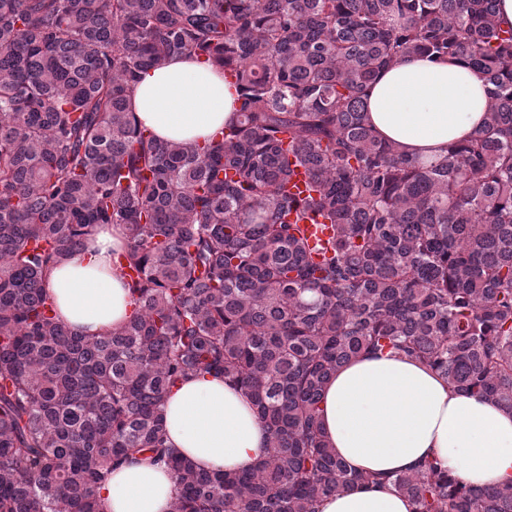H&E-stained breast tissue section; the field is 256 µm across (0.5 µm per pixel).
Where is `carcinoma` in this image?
<instances>
[{"instance_id":"obj_1","label":"carcinoma","mask_w":512,"mask_h":512,"mask_svg":"<svg viewBox=\"0 0 512 512\" xmlns=\"http://www.w3.org/2000/svg\"><path fill=\"white\" fill-rule=\"evenodd\" d=\"M499 0H0V512H102L147 453L171 512H318L393 484L414 512H512V482L436 458L381 478L336 457L323 391L398 354L512 409V27ZM194 55L239 92L237 124L187 147L129 108L145 70ZM489 88L483 126L438 160L373 134L365 90L406 57ZM332 233L314 256L303 226ZM118 224L134 305L76 336L44 282ZM220 374L266 426L249 472L165 444L170 387Z\"/></svg>"}]
</instances>
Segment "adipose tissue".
<instances>
[{"label":"adipose tissue","instance_id":"1","mask_svg":"<svg viewBox=\"0 0 512 512\" xmlns=\"http://www.w3.org/2000/svg\"><path fill=\"white\" fill-rule=\"evenodd\" d=\"M375 133L408 154L441 155L472 136L488 106L483 74L456 60L411 57L382 70L366 91ZM137 119L158 138L194 145L232 124L240 107L233 86L195 58L171 60L143 74L131 92ZM121 228L95 227L85 249L52 269L45 288L60 320L81 336L125 323L128 293L113 265ZM321 422L329 444L352 470L397 474L438 456L471 485L512 479V410L450 389L436 372L401 357H360L328 383ZM167 443L207 470L253 468L269 435L244 391L218 376L173 388L164 404ZM170 474L138 458L113 468L100 489L103 512H171ZM319 512H413L393 486L360 487L323 498Z\"/></svg>","mask_w":512,"mask_h":512}]
</instances>
